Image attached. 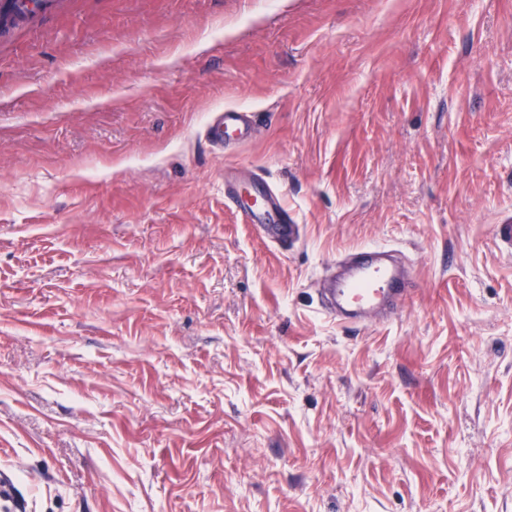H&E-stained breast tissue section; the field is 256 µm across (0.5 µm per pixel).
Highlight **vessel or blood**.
I'll use <instances>...</instances> for the list:
<instances>
[{"instance_id":"obj_1","label":"vessel or blood","mask_w":512,"mask_h":512,"mask_svg":"<svg viewBox=\"0 0 512 512\" xmlns=\"http://www.w3.org/2000/svg\"><path fill=\"white\" fill-rule=\"evenodd\" d=\"M256 115L247 109L227 108L211 114L206 137L211 146L225 148L246 141ZM226 205L235 208L243 223L253 225L264 239L281 247L294 245L301 228L289 214L282 198L266 187L257 188L250 201L226 190ZM351 269L324 292L325 312L345 325H357L363 314L379 309L396 310L409 289L405 275L386 259V250L363 246L350 251Z\"/></svg>"}]
</instances>
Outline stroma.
<instances>
[{"label":"stroma","mask_w":512,"mask_h":512,"mask_svg":"<svg viewBox=\"0 0 512 512\" xmlns=\"http://www.w3.org/2000/svg\"><path fill=\"white\" fill-rule=\"evenodd\" d=\"M510 217L512 0H48L0 29V512H512ZM366 245L416 285L343 326ZM258 112L242 108H224L211 113L206 126V137L211 146L225 148L242 144L251 135ZM226 205L235 208L245 224H252L264 239L280 246L294 245L300 238V224L288 213L282 198L262 184L250 201L243 202L231 189L225 190Z\"/></svg>","instance_id":"35a3bbf8"}]
</instances>
